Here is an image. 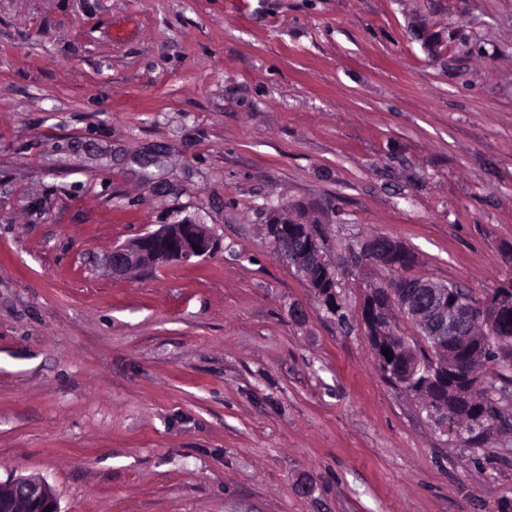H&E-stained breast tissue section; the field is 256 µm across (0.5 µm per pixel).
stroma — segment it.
Listing matches in <instances>:
<instances>
[{"mask_svg": "<svg viewBox=\"0 0 512 512\" xmlns=\"http://www.w3.org/2000/svg\"><path fill=\"white\" fill-rule=\"evenodd\" d=\"M282 203L345 320L266 237ZM187 216L211 257L106 268ZM373 236L512 279V0H0V481L60 512H512V369L482 435L435 428L364 332L391 273L343 261ZM60 512L52 488L42 479L20 476L0 482V512Z\"/></svg>", "mask_w": 512, "mask_h": 512, "instance_id": "1", "label": "stroma"}]
</instances>
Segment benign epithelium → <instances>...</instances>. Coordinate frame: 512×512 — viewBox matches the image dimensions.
<instances>
[{
    "label": "benign epithelium",
    "instance_id": "obj_1",
    "mask_svg": "<svg viewBox=\"0 0 512 512\" xmlns=\"http://www.w3.org/2000/svg\"><path fill=\"white\" fill-rule=\"evenodd\" d=\"M282 205L269 213V237L273 239L279 257L301 275L312 288L320 305L336 314L340 295L336 291L339 268L336 261L324 251L319 237L302 244L288 242V236L277 237V226L284 223ZM218 249V241L206 224L197 218L185 217L159 229L147 232L125 244L115 246L107 255L106 267L115 275L133 267L155 269L181 263L189 264L204 259ZM357 260L352 267L372 265L390 269L394 277L389 303L417 327V335L431 340L441 352L448 348L473 346L479 337L467 331L473 324L483 325L486 335L498 340H511L504 321L512 317V289L491 290L480 298H465L455 285L439 283L429 278L408 276L399 257L415 262V255L393 239H365L353 246ZM425 384H446L453 380L462 388L461 394L473 395L486 387V372L482 368L459 371L446 360L432 362L425 375ZM428 417L443 432L460 437L471 424L458 422L454 404L439 400L428 411ZM0 512H59L52 488L42 479L20 476L0 482Z\"/></svg>",
    "mask_w": 512,
    "mask_h": 512
}]
</instances>
